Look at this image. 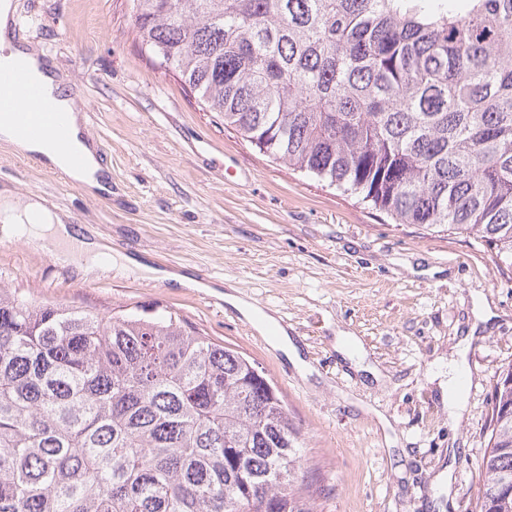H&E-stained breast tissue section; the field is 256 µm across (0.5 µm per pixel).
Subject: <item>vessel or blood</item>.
<instances>
[{"instance_id": "b4317fda", "label": "vessel or blood", "mask_w": 512, "mask_h": 512, "mask_svg": "<svg viewBox=\"0 0 512 512\" xmlns=\"http://www.w3.org/2000/svg\"><path fill=\"white\" fill-rule=\"evenodd\" d=\"M0 122L9 123L17 135L29 140L52 139L68 152L72 166H81V156L70 150L64 114L22 68L0 66Z\"/></svg>"}]
</instances>
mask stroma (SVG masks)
<instances>
[{
    "mask_svg": "<svg viewBox=\"0 0 512 512\" xmlns=\"http://www.w3.org/2000/svg\"><path fill=\"white\" fill-rule=\"evenodd\" d=\"M17 2L22 34L79 86L112 191L85 194L1 145L0 186L40 195L113 254L203 286L120 268L60 276L15 239H0V286L43 305L171 310L249 355L307 437L321 512H471L497 374L512 363V269L473 239L396 224L260 152L146 58L131 0ZM227 281L287 328L306 370L209 293ZM481 297L494 316L471 343L467 411L452 424L442 385ZM344 335L365 370L339 353Z\"/></svg>",
    "mask_w": 512,
    "mask_h": 512,
    "instance_id": "1",
    "label": "stroma"
}]
</instances>
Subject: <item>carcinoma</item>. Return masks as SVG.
<instances>
[{"label": "carcinoma", "instance_id": "obj_1", "mask_svg": "<svg viewBox=\"0 0 512 512\" xmlns=\"http://www.w3.org/2000/svg\"><path fill=\"white\" fill-rule=\"evenodd\" d=\"M141 44L260 151L512 268V0H132ZM472 512H512V364ZM265 372L172 312L0 286V512H318Z\"/></svg>", "mask_w": 512, "mask_h": 512}]
</instances>
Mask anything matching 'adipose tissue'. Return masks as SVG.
<instances>
[{
  "instance_id": "adipose-tissue-1",
  "label": "adipose tissue",
  "mask_w": 512,
  "mask_h": 512,
  "mask_svg": "<svg viewBox=\"0 0 512 512\" xmlns=\"http://www.w3.org/2000/svg\"><path fill=\"white\" fill-rule=\"evenodd\" d=\"M16 12L15 0H0V62L21 67L42 84L46 95L65 113L70 128L71 151L82 156L83 164L72 167L66 153L50 142L20 139L5 123H0V143L16 155L36 156L47 166L62 171L87 194L109 191L112 184L110 172L103 164L96 144L84 132V117L74 106L77 93L73 85L37 45L19 33ZM0 237L25 239L49 253L57 264L73 268L84 276L116 265L125 269L133 266L148 278L170 282L181 288L199 285L192 276L159 270L127 256H113L105 244L78 236L70 224L69 213L49 208L39 195H21L7 186L0 187ZM223 298L259 332L275 331L273 348L289 354L291 359H298L296 345L289 340L287 330L280 326L274 315L244 300L235 287H228Z\"/></svg>"
}]
</instances>
